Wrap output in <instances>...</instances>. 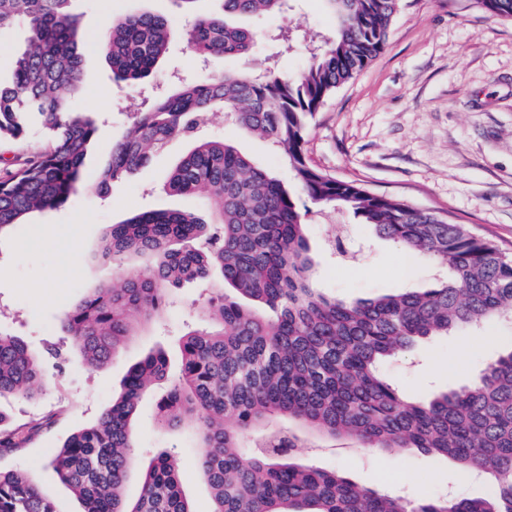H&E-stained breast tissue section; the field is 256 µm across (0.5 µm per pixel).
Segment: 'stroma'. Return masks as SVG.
Returning a JSON list of instances; mask_svg holds the SVG:
<instances>
[{
  "label": "stroma",
  "instance_id": "stroma-1",
  "mask_svg": "<svg viewBox=\"0 0 512 512\" xmlns=\"http://www.w3.org/2000/svg\"><path fill=\"white\" fill-rule=\"evenodd\" d=\"M79 8L87 45L76 106L93 113L99 125L87 159L94 173L109 160L132 106L155 90L170 88L171 77L198 82L244 67L296 74L306 63L304 47L277 52L268 34L302 29L325 33L332 27L323 0H285L281 12L251 19L260 40L249 60H204L189 53L184 33L192 20L172 0H80ZM142 10L167 14L175 37L155 80L132 85L114 79L95 44L110 16ZM200 134L234 142L274 176L289 180L287 166L267 142L224 115L212 117ZM304 149L309 162L323 172L440 213L512 255V20L491 18L475 0H401L385 49L316 112ZM185 150V142H173L150 168L113 182L108 193L86 189L66 205L34 214L30 223L0 236V332L22 338L43 355L48 345H56L65 356L59 365L44 355L39 397L0 400V414L14 424L54 419L21 453L1 456L0 469L34 474L59 512H80L81 505L51 466L56 451L97 418L131 362L155 346L178 361L181 336L201 323L203 304L219 295L218 289L196 283L174 287L163 314L101 368L85 365L59 330L62 314L93 288L121 284L111 264L94 257L110 225L155 209L207 216L198 199L162 189ZM340 227L357 255L350 263L340 261L331 245ZM307 234L315 252L316 286L329 296L350 299L422 288L436 273L429 258L406 254L345 210L313 216ZM509 351L512 319L507 318L479 332L466 328L448 338L431 337L417 357L390 363L387 374L407 393L425 396L468 383ZM164 391L157 386L140 401L133 422L134 454L144 461L160 451L171 453L193 512H211L193 423L170 430L157 422ZM298 460L413 501L438 493L483 497L494 483L490 471L465 472L444 457L408 449L364 451L355 440L326 435L314 436L311 447L299 450Z\"/></svg>",
  "mask_w": 512,
  "mask_h": 512
}]
</instances>
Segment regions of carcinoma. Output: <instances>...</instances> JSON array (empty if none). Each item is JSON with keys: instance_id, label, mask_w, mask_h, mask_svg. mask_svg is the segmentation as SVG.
I'll use <instances>...</instances> for the list:
<instances>
[{"instance_id": "carcinoma-1", "label": "carcinoma", "mask_w": 512, "mask_h": 512, "mask_svg": "<svg viewBox=\"0 0 512 512\" xmlns=\"http://www.w3.org/2000/svg\"><path fill=\"white\" fill-rule=\"evenodd\" d=\"M73 0H0V38L17 25L26 44L9 47L10 83L0 82V141L24 138L36 125L46 147L17 159L0 176V234L28 215L65 205L85 188V163L98 136L95 118L77 109L83 82L84 32ZM221 12L196 17L185 33L205 59H245L257 34L246 23L284 0H219ZM333 19L296 75L248 69L202 83H182L133 113L125 134L98 171L99 192L147 166L173 140L189 148L165 189L203 200L207 222L190 211L135 213L110 226L99 255L121 275L60 319L84 362L104 366L139 328L163 310L184 282L228 291L203 306L205 320L181 339L180 365L150 352L132 364L99 416L73 433L51 460L83 512H193L173 455L147 461L138 497L122 487L136 464L132 421L144 391L168 382L158 410L168 428L195 423L201 476L212 512H512V351L479 377L424 401L406 397L382 366L432 336H452L512 316V257L447 218L369 192L311 165L305 132L320 106L385 48L399 0H325ZM494 18L512 19V0H477ZM171 19L150 11L116 15L97 49L119 81L154 78L173 37ZM223 110L247 132L268 140L288 165L293 186L224 140L199 137ZM344 207L408 254L425 255L441 274L429 288L370 298L328 297L314 284L307 237L310 210ZM154 265L141 274L131 255ZM43 388L41 358L17 336L0 332V397L33 398ZM277 419L345 437L366 448H415L465 468L494 472L482 498L446 496L409 502L364 489L335 470L292 462L304 437ZM20 428L0 417V456L22 447ZM0 512H57L23 471H0Z\"/></svg>"}]
</instances>
